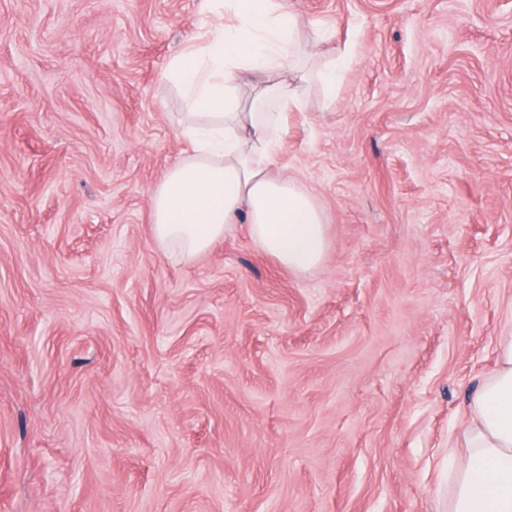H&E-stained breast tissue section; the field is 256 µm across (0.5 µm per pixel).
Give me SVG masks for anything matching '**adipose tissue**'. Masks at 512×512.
I'll return each mask as SVG.
<instances>
[{"label": "adipose tissue", "instance_id": "1", "mask_svg": "<svg viewBox=\"0 0 512 512\" xmlns=\"http://www.w3.org/2000/svg\"><path fill=\"white\" fill-rule=\"evenodd\" d=\"M222 23L176 58L169 79L182 87L192 120L191 153L153 189V234L191 260L247 224L252 240L289 269L318 268L328 251L326 223L313 195L274 168V142L286 113L300 109L312 53L288 0H211ZM262 74L249 103L243 73ZM466 451L448 473V512H512V335L499 339L494 370L468 404Z\"/></svg>", "mask_w": 512, "mask_h": 512}]
</instances>
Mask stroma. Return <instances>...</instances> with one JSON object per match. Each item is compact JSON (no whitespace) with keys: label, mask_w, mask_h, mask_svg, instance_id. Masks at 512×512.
Returning a JSON list of instances; mask_svg holds the SVG:
<instances>
[{"label":"stroma","mask_w":512,"mask_h":512,"mask_svg":"<svg viewBox=\"0 0 512 512\" xmlns=\"http://www.w3.org/2000/svg\"><path fill=\"white\" fill-rule=\"evenodd\" d=\"M292 6L348 56L277 146L305 274L153 235L205 0H0V512H448L512 329V0Z\"/></svg>","instance_id":"1"}]
</instances>
